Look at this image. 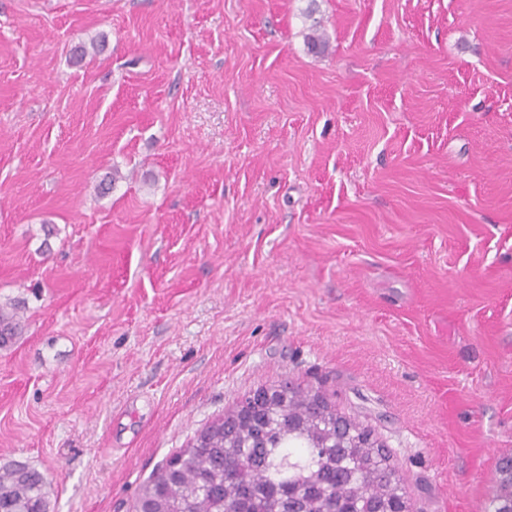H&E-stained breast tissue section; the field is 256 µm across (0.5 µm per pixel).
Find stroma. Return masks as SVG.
Returning <instances> with one entry per match:
<instances>
[{
	"label": "stroma",
	"instance_id": "35a3bbf8",
	"mask_svg": "<svg viewBox=\"0 0 512 512\" xmlns=\"http://www.w3.org/2000/svg\"><path fill=\"white\" fill-rule=\"evenodd\" d=\"M0 305L25 325L0 465L51 512H131L284 382L371 431L412 512H484L512 453V0H0Z\"/></svg>",
	"mask_w": 512,
	"mask_h": 512
}]
</instances>
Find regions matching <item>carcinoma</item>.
<instances>
[{"mask_svg":"<svg viewBox=\"0 0 512 512\" xmlns=\"http://www.w3.org/2000/svg\"><path fill=\"white\" fill-rule=\"evenodd\" d=\"M16 309L0 307V346L21 335ZM290 408L303 423L294 433L279 415L262 417L264 430L240 422L231 437L214 423L200 448L185 447L159 465L141 486L134 512H351L409 509L384 449L359 442L315 452L312 443L333 435L330 421ZM50 483L38 470L0 467V512H50ZM485 512H512V479L499 478Z\"/></svg>","mask_w":512,"mask_h":512,"instance_id":"obj_1","label":"carcinoma"}]
</instances>
